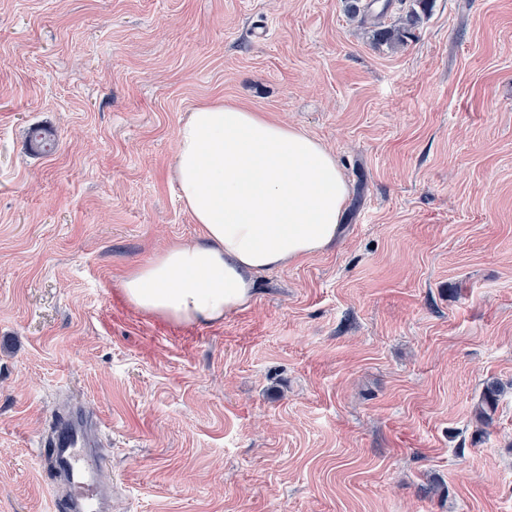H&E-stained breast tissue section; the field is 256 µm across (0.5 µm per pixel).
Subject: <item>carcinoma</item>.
Instances as JSON below:
<instances>
[{
  "mask_svg": "<svg viewBox=\"0 0 512 512\" xmlns=\"http://www.w3.org/2000/svg\"><path fill=\"white\" fill-rule=\"evenodd\" d=\"M346 11L353 17H361L363 24L369 26L372 39L378 43L382 42L392 47L399 46L410 36L413 28L421 20L420 13L426 12L429 0H412V3H406V0H398V4L408 5L404 14L390 25L385 24L383 18L393 5L392 0H384L378 3V0H368L361 3V0H345ZM501 388L496 382L486 384L477 404L475 415L478 421L487 424L492 420V414L497 409Z\"/></svg>",
  "mask_w": 512,
  "mask_h": 512,
  "instance_id": "1",
  "label": "carcinoma"
}]
</instances>
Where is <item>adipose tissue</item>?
<instances>
[{"label":"adipose tissue","instance_id":"obj_1","mask_svg":"<svg viewBox=\"0 0 512 512\" xmlns=\"http://www.w3.org/2000/svg\"><path fill=\"white\" fill-rule=\"evenodd\" d=\"M179 198L202 229L132 270L122 291L163 320L209 324L249 305L256 277L325 249L349 194L336 157L301 130L207 103L176 131Z\"/></svg>","mask_w":512,"mask_h":512}]
</instances>
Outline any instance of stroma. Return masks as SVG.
Returning a JSON list of instances; mask_svg holds the SVG:
<instances>
[{
    "label": "stroma",
    "mask_w": 512,
    "mask_h": 512,
    "mask_svg": "<svg viewBox=\"0 0 512 512\" xmlns=\"http://www.w3.org/2000/svg\"><path fill=\"white\" fill-rule=\"evenodd\" d=\"M214 102L349 196L248 307L172 323L121 281L200 239L175 134ZM74 407L111 512H512V0H432L396 48L344 0H0V512H55ZM501 388L496 382L487 383L477 404L475 415L478 421L487 424L497 409Z\"/></svg>",
    "instance_id": "obj_1"
}]
</instances>
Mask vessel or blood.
Here are the masks:
<instances>
[{
    "instance_id": "obj_1",
    "label": "vessel or blood",
    "mask_w": 512,
    "mask_h": 512,
    "mask_svg": "<svg viewBox=\"0 0 512 512\" xmlns=\"http://www.w3.org/2000/svg\"><path fill=\"white\" fill-rule=\"evenodd\" d=\"M100 420L75 410L57 418L49 441L52 478L64 479L67 491L57 497L56 512H108L109 495L102 481Z\"/></svg>"
}]
</instances>
